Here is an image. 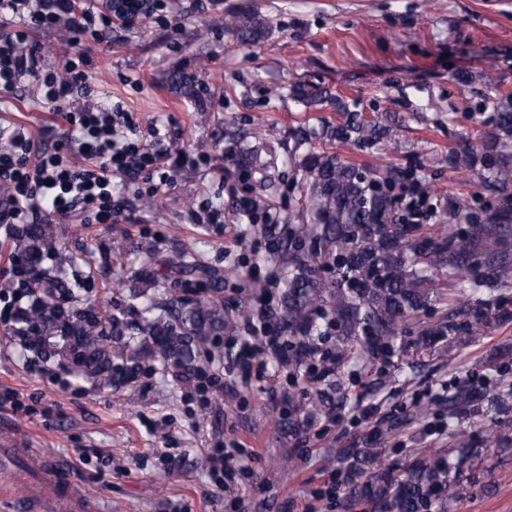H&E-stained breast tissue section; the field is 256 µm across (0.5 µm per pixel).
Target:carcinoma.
Listing matches in <instances>:
<instances>
[{"mask_svg": "<svg viewBox=\"0 0 512 512\" xmlns=\"http://www.w3.org/2000/svg\"><path fill=\"white\" fill-rule=\"evenodd\" d=\"M224 29L250 46L266 33L263 18L249 10L224 17ZM309 106H332L342 122L327 136L359 149L380 142L388 129L363 120L326 90L298 89ZM453 168L481 164L486 187L497 204L481 218L460 206L448 210L446 224L398 223L390 194L377 190L379 169L359 168L336 154L308 151L302 160L309 209L299 223L291 216L275 261L288 269L275 319L290 341L288 370L296 373L315 357L323 327L336 328V369L353 358L378 360L394 350V340L414 329L407 348L465 346L512 315L504 293L512 288V97L499 104L489 140L477 149L461 142L450 151ZM25 258L35 284L31 303L16 311L22 344L45 361H69L80 372L109 387L139 376L151 359L188 381L199 370L200 351L220 347L234 326L233 309L219 293L224 274L194 260L180 259L184 284L200 287L193 298L174 293L164 313L131 304L110 312L71 303L59 278L33 274L44 260L64 261L52 224H14L5 229ZM490 396L512 406V382L499 378L484 386L463 379L448 388L442 402L454 419ZM294 404L280 428H301ZM408 419H396L361 448L336 452L349 503L367 502L373 512H448L481 485L476 462L482 449L473 435L449 434L448 448H423L383 464L382 445L401 433Z\"/></svg>", "mask_w": 512, "mask_h": 512, "instance_id": "cac0c4a2", "label": "carcinoma"}]
</instances>
